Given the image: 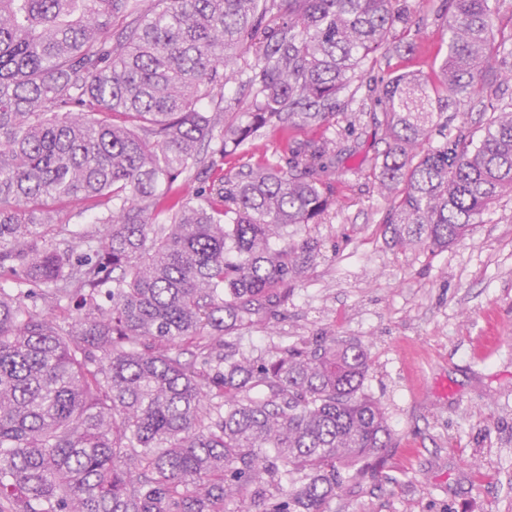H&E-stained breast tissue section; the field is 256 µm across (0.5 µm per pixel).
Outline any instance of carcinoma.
<instances>
[{
  "mask_svg": "<svg viewBox=\"0 0 512 512\" xmlns=\"http://www.w3.org/2000/svg\"><path fill=\"white\" fill-rule=\"evenodd\" d=\"M497 21L492 0H448L435 79L366 84L402 249L459 242L512 194V104L477 139L430 143L440 96L478 97L512 55ZM405 22L401 0H0V512H327L375 477L391 433L363 347L316 336L253 360L224 342L314 264L317 242L273 237L328 210L336 154L302 142L228 176L201 151L329 121ZM250 51L256 89L227 125L203 102ZM75 202L106 232H63Z\"/></svg>",
  "mask_w": 512,
  "mask_h": 512,
  "instance_id": "carcinoma-1",
  "label": "carcinoma"
}]
</instances>
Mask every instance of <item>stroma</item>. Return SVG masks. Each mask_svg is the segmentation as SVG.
I'll return each instance as SVG.
<instances>
[{
  "instance_id": "1",
  "label": "stroma",
  "mask_w": 512,
  "mask_h": 512,
  "mask_svg": "<svg viewBox=\"0 0 512 512\" xmlns=\"http://www.w3.org/2000/svg\"><path fill=\"white\" fill-rule=\"evenodd\" d=\"M407 3L412 51L365 63L363 79L430 77L440 66L445 0ZM340 100L329 122L266 129L224 159L231 174L325 137L338 156L327 216L284 232L319 243L313 268L289 283L281 317L227 340L253 358L321 333L367 350L364 389L382 405L392 441L374 462L376 477L338 490L330 512H512V198L447 249L394 247L374 169L382 114L350 92Z\"/></svg>"
}]
</instances>
